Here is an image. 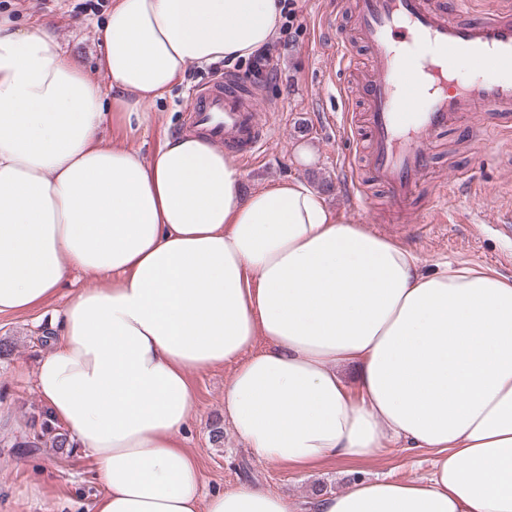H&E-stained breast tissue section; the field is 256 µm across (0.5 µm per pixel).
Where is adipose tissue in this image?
Segmentation results:
<instances>
[{"label": "adipose tissue", "mask_w": 512, "mask_h": 512, "mask_svg": "<svg viewBox=\"0 0 512 512\" xmlns=\"http://www.w3.org/2000/svg\"><path fill=\"white\" fill-rule=\"evenodd\" d=\"M282 20L281 0H111L106 86L51 24L0 20V316L72 271L110 279L69 298L34 372L104 487L95 512H512V280L423 270L299 180L243 192L204 135L148 156L125 141L190 66L247 60ZM222 365L224 420L254 459L307 471L400 443L431 455L428 475L306 503L201 496L189 374Z\"/></svg>", "instance_id": "ef3b65f1"}]
</instances>
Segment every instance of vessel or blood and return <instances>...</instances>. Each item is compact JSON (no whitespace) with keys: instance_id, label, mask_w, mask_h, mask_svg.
Returning <instances> with one entry per match:
<instances>
[{"instance_id":"1","label":"vessel or blood","mask_w":512,"mask_h":512,"mask_svg":"<svg viewBox=\"0 0 512 512\" xmlns=\"http://www.w3.org/2000/svg\"><path fill=\"white\" fill-rule=\"evenodd\" d=\"M471 3L451 0L446 9L430 0H353V28L369 59L368 73L354 90L370 142L367 167L397 205L416 191L434 137L459 113L512 112V6L460 22ZM463 61L496 75L459 80ZM190 127L245 158L268 142L244 82L233 77L199 91Z\"/></svg>"}]
</instances>
